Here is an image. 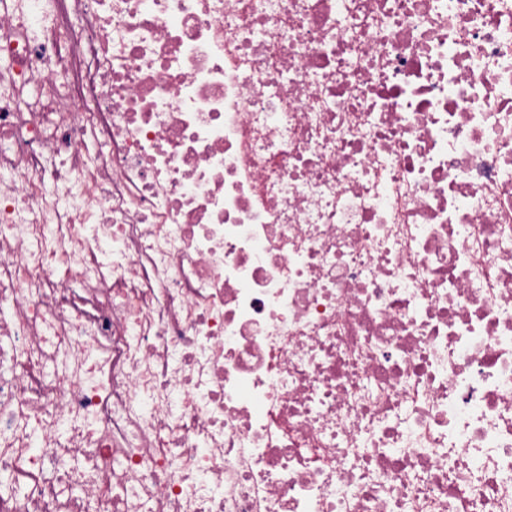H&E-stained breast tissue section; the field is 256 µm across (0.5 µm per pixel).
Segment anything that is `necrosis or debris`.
Returning <instances> with one entry per match:
<instances>
[{
	"label": "necrosis or debris",
	"mask_w": 512,
	"mask_h": 512,
	"mask_svg": "<svg viewBox=\"0 0 512 512\" xmlns=\"http://www.w3.org/2000/svg\"><path fill=\"white\" fill-rule=\"evenodd\" d=\"M0 512H512V0H0Z\"/></svg>",
	"instance_id": "4bbe7bcc"
}]
</instances>
